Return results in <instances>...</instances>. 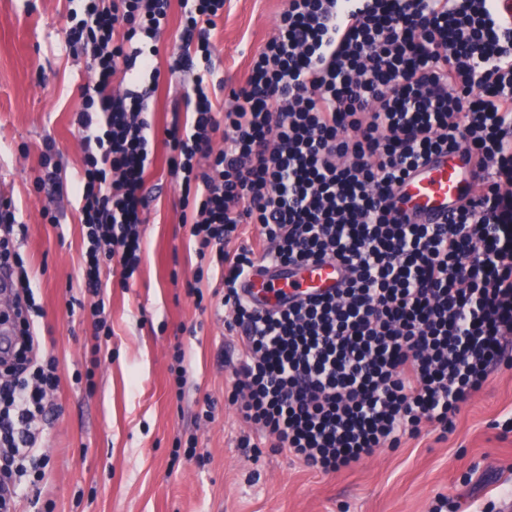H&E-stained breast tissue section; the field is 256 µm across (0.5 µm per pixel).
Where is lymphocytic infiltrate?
Returning a JSON list of instances; mask_svg holds the SVG:
<instances>
[{
  "label": "lymphocytic infiltrate",
  "mask_w": 512,
  "mask_h": 512,
  "mask_svg": "<svg viewBox=\"0 0 512 512\" xmlns=\"http://www.w3.org/2000/svg\"><path fill=\"white\" fill-rule=\"evenodd\" d=\"M175 2L182 52L169 71L195 72L182 93L190 117L159 134L149 100ZM223 14L224 0H84L70 16L67 42L82 45L94 75L74 124L80 289L96 336L112 334L104 270L126 281L141 263L160 140L225 328L241 340L227 396L241 418L273 451L326 473L426 431L447 439L492 371L512 368V194L502 191L512 185V17L499 0H286L275 34L228 89L213 64ZM457 150L484 171L481 194L452 223H410L397 187ZM16 223L1 200L0 270L13 299L0 352V512H15L46 475L38 443L60 383L58 359L34 355L43 309ZM245 224L259 226L257 242L242 240ZM326 258L346 272L336 294L266 309L241 293L259 262Z\"/></svg>",
  "instance_id": "1"
}]
</instances>
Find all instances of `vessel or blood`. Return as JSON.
Masks as SVG:
<instances>
[{
    "label": "vessel or blood",
    "instance_id": "vessel-or-blood-1",
    "mask_svg": "<svg viewBox=\"0 0 512 512\" xmlns=\"http://www.w3.org/2000/svg\"><path fill=\"white\" fill-rule=\"evenodd\" d=\"M481 185L458 155L441 153L412 172L396 191L401 213L415 224H447L458 203L477 197ZM343 269L333 261L300 269L272 264L255 271L246 282V297L263 308L288 302L293 296L326 293L339 288Z\"/></svg>",
    "mask_w": 512,
    "mask_h": 512
}]
</instances>
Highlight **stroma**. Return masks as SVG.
Here are the masks:
<instances>
[{"instance_id": "stroma-1", "label": "stroma", "mask_w": 512, "mask_h": 512, "mask_svg": "<svg viewBox=\"0 0 512 512\" xmlns=\"http://www.w3.org/2000/svg\"><path fill=\"white\" fill-rule=\"evenodd\" d=\"M285 0H226L213 40L227 90L245 78L252 56L274 34ZM81 0H0V199H10L19 251L27 262L44 353L58 358L61 381L41 446L50 457L42 501L52 512H429L437 496L447 512H500L512 485V433L494 420L512 412V370L489 376L461 409L447 440L425 434L383 449L362 464L326 474L284 453L242 447L255 429L225 395L233 386L224 347L232 343L219 299L196 306L187 292L200 260L183 222L182 193L170 176L164 144L147 172L144 252L128 285L107 276L112 336L92 384L72 379L89 365L93 326L79 303L82 227L74 190L82 151L74 117L90 79L84 54L66 43L68 17ZM181 24L172 6L159 44L161 78L150 99L156 131L185 117L181 85L170 74ZM59 152L60 192L35 184L45 140ZM59 217L49 224L43 209ZM185 353L188 383L176 390L170 367ZM215 418L200 413L206 400ZM196 436L207 462L176 454L177 440Z\"/></svg>"}]
</instances>
